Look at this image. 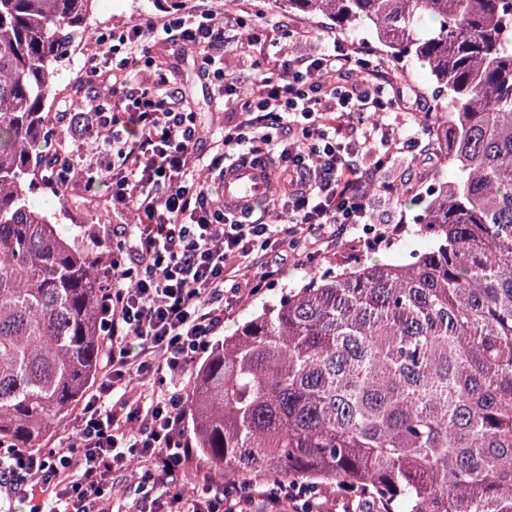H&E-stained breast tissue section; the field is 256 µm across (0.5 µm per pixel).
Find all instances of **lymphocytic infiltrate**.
I'll return each mask as SVG.
<instances>
[{"instance_id":"1","label":"lymphocytic infiltrate","mask_w":512,"mask_h":512,"mask_svg":"<svg viewBox=\"0 0 512 512\" xmlns=\"http://www.w3.org/2000/svg\"><path fill=\"white\" fill-rule=\"evenodd\" d=\"M150 38L196 47L218 95L235 107L236 117L224 125L226 149L205 169L195 163L203 131L164 69L139 91L116 90ZM125 42L128 52L120 58L105 35L95 38V56L106 65L93 67L90 79L109 85V97L78 120L55 113L64 145L41 154L50 182L65 185L74 170L95 169L111 187L113 207L138 215L136 223L112 229L100 297L102 375L74 419L67 450L0 443V495L9 501L42 490L51 494L48 512H109L121 491L112 470L135 459L149 512H255L261 501L266 512H322L316 491L297 481L175 493L181 465L193 454L184 434L183 374L223 329L225 313L273 280L275 258L311 257L315 228L336 240L371 224L366 183L377 181L399 154L423 155L422 141L397 121L406 103L375 82L376 65L336 46L276 57L248 81L225 71L224 14L209 0L130 25ZM347 63L356 66L359 81H348ZM341 126L350 129V140H337ZM93 130L104 141L88 144ZM262 154L277 156V172L288 178L276 236L266 219L227 213L223 197L209 187L227 165ZM163 373L170 378L165 392L130 395L132 376Z\"/></svg>"}]
</instances>
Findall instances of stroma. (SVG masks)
Instances as JSON below:
<instances>
[{
    "instance_id": "35a3bbf8",
    "label": "stroma",
    "mask_w": 512,
    "mask_h": 512,
    "mask_svg": "<svg viewBox=\"0 0 512 512\" xmlns=\"http://www.w3.org/2000/svg\"><path fill=\"white\" fill-rule=\"evenodd\" d=\"M186 0H100L96 15L102 23L103 33L119 38L126 26L135 20L172 15L185 4ZM224 4V26L227 34H237L236 17H245L254 27L258 37L244 49L226 52L224 66L241 77L248 78L256 65L271 61L278 50L290 47L296 53L317 50L323 42L337 40L346 48L359 51L365 58L380 64L383 71L402 86L407 97L418 96L423 101L419 111L400 114L399 119L407 127L416 129L420 136L428 131L422 122L425 112L434 105V87L429 80L427 67L413 61L407 65L387 63L377 42L366 32L346 36L337 33L334 24L322 16L288 11L280 7L278 0H222ZM308 32L309 37L297 41L283 34L284 28ZM153 62L161 64L177 88L186 111L195 113L204 128L205 138L197 150L198 158H209L220 144L224 135V124L232 117L225 110L224 102L210 80L202 75V60L198 49L169 40H160L150 45ZM92 65L90 55L81 47H73L59 65V93L53 105L54 110L72 106L83 100L89 93L82 86ZM393 174L412 179V203L401 205L382 188L370 192L371 208L376 224L392 229L390 241L371 244L369 234L357 231L348 234L336 247L324 248L311 260L299 262L287 260L280 266V273L273 282L251 296L244 297L224 316V331L232 333L255 311L265 304L277 303L289 293L301 288L310 280L315 271H335L350 264L365 261L402 262L410 253L426 250L430 242L415 232V217L419 212L415 198L424 196L437 181L452 176L446 162L440 155L415 163L405 155L397 156L392 168ZM105 190L91 194L82 184L73 182L61 194L47 191L36 195L38 206L56 217L62 232L71 234L82 231L86 234H104L108 225L126 224L130 218L114 210L105 200Z\"/></svg>"
}]
</instances>
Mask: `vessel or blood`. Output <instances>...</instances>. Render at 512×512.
Returning a JSON list of instances; mask_svg holds the SVG:
<instances>
[{"instance_id":"b4317fda","label":"vessel or blood","mask_w":512,"mask_h":512,"mask_svg":"<svg viewBox=\"0 0 512 512\" xmlns=\"http://www.w3.org/2000/svg\"><path fill=\"white\" fill-rule=\"evenodd\" d=\"M273 189V177L267 162H237L225 168L222 195L228 212L239 214L241 210L254 208L269 198Z\"/></svg>"}]
</instances>
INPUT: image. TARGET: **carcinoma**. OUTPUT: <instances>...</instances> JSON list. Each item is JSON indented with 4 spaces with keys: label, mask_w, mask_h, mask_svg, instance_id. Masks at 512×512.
<instances>
[{
    "label": "carcinoma",
    "mask_w": 512,
    "mask_h": 512,
    "mask_svg": "<svg viewBox=\"0 0 512 512\" xmlns=\"http://www.w3.org/2000/svg\"><path fill=\"white\" fill-rule=\"evenodd\" d=\"M98 2L0 0V441L20 448L71 418L103 359L105 257L31 200L56 65ZM280 3L428 63L424 120L454 173L418 224L432 247L327 272L213 346L194 448L381 512H512V0Z\"/></svg>",
    "instance_id": "1"
}]
</instances>
